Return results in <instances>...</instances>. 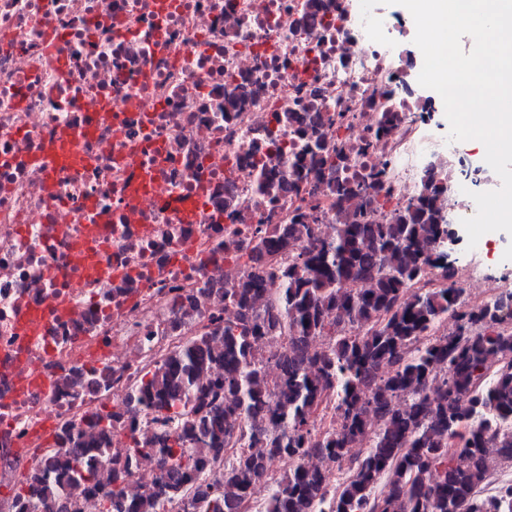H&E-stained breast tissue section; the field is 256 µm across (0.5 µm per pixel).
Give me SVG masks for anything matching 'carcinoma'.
I'll return each mask as SVG.
<instances>
[{
    "label": "carcinoma",
    "instance_id": "1",
    "mask_svg": "<svg viewBox=\"0 0 512 512\" xmlns=\"http://www.w3.org/2000/svg\"><path fill=\"white\" fill-rule=\"evenodd\" d=\"M308 174L341 167L336 151L299 131ZM382 186L381 173L337 180L342 197ZM445 187L428 174L424 194L390 224L358 212L320 238L315 225H276L250 255V270L224 297L232 320L186 340L137 374L125 412L156 430L95 458L120 412L98 410L57 436L60 451L26 476L14 494L31 512L66 488L94 497L106 512H162L191 500L194 512H246L266 469L263 455L226 460L238 442L294 462L275 483L266 512H512V483L488 495L493 460L512 463V293L473 306L457 285L458 257L441 242L450 224L432 204ZM301 243L295 261L280 257ZM430 269L438 288L407 295ZM276 280L279 288H268ZM362 282L364 288L351 284ZM448 334L433 335L444 320ZM288 338L267 384L261 347ZM448 367L439 380L435 366ZM336 396L337 429L312 421ZM370 447L356 455L357 438ZM155 459L154 480L131 494L137 462ZM316 457L317 466L301 460ZM346 479L332 484L333 473Z\"/></svg>",
    "mask_w": 512,
    "mask_h": 512
}]
</instances>
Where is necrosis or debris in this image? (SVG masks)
Listing matches in <instances>:
<instances>
[{
    "label": "necrosis or debris",
    "mask_w": 512,
    "mask_h": 512,
    "mask_svg": "<svg viewBox=\"0 0 512 512\" xmlns=\"http://www.w3.org/2000/svg\"><path fill=\"white\" fill-rule=\"evenodd\" d=\"M373 13L394 47L368 38L360 0H0V483L84 414L124 406L137 371L233 318L220 294L190 320L172 299L237 287L258 229L301 213L329 239L359 209L390 222L431 171L448 185L435 208L475 215L460 143L430 127L443 100L418 82L408 18ZM241 88L248 104L225 115ZM312 106L348 173L384 172L376 199L339 197L327 178L270 201L264 177L304 165L285 115ZM66 132L79 161L46 169ZM83 247L106 274H83Z\"/></svg>",
    "instance_id": "1"
}]
</instances>
